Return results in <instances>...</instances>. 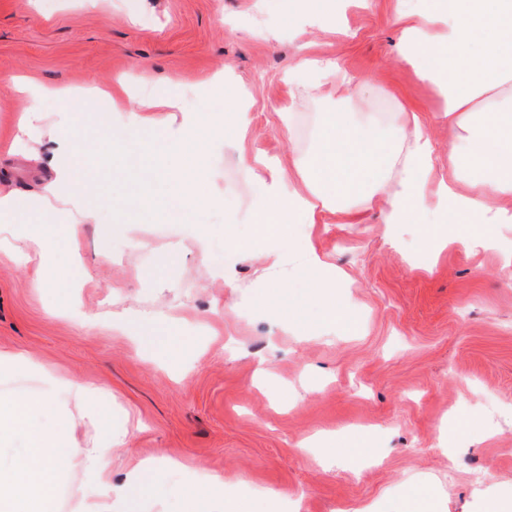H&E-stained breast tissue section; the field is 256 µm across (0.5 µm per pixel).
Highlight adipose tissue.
Here are the masks:
<instances>
[{
  "instance_id": "obj_1",
  "label": "adipose tissue",
  "mask_w": 512,
  "mask_h": 512,
  "mask_svg": "<svg viewBox=\"0 0 512 512\" xmlns=\"http://www.w3.org/2000/svg\"><path fill=\"white\" fill-rule=\"evenodd\" d=\"M387 20L401 32L403 61L418 67L445 106L438 114L408 108L396 128L325 113L321 146L298 169L300 186L257 180L251 211L255 242L277 244L276 262L293 250L289 225L298 217L322 224L332 213L337 223L358 224L377 205L384 224L394 226L421 223L430 210L446 211L455 223L473 225V233L461 240L467 248L487 243L482 225L512 223V0H453L420 12L394 0ZM352 81L306 44L286 78L290 89L322 92L338 101L349 100ZM181 109L175 97L142 96L130 113L134 138H151L154 113ZM439 116L455 133L444 173L430 135ZM58 152L56 176L38 194L39 222L12 229V248L39 256L32 269L38 288L60 276L46 244L62 207L75 203L87 215L107 203L85 193L78 146L64 140ZM0 369L19 377L14 388L0 390V440L18 444L14 454L0 456V512H138L144 496H166L161 479L149 485L143 480L144 472L159 469L151 459L140 461L122 483H113L112 454L127 438L112 433L108 385L54 373L17 353H0ZM76 410L99 428L90 442L68 436ZM71 467L79 468L85 489L63 508L51 488Z\"/></svg>"
}]
</instances>
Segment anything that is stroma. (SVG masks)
I'll list each match as a JSON object with an SVG mask.
<instances>
[{"mask_svg": "<svg viewBox=\"0 0 512 512\" xmlns=\"http://www.w3.org/2000/svg\"><path fill=\"white\" fill-rule=\"evenodd\" d=\"M335 3L0 0V192H36L64 137L83 147L90 192L137 197L133 214L108 206L58 228L52 257L71 277L54 286L34 287L31 263L0 248V352L111 387L112 419L130 438L113 480L143 458L178 461L163 474L164 501L143 498L140 512H180L187 500L226 512L260 496L272 512H388L426 482L442 512H482L484 497L512 494V224L494 225L491 244L452 243L436 259L421 225L385 228L377 208L361 224L294 225L295 243L313 241L340 277L336 324L314 298L320 266L233 250L252 239L262 170L240 154L295 173L331 108L320 95L288 96L283 74L301 45L361 78L356 111L382 104L396 124L402 108L441 105L401 59L391 0H350L330 31L303 24L304 5L329 14ZM145 69L183 109L164 113L165 135L143 156L160 179L139 183L124 165L126 113L105 99L77 112L58 92L122 83L141 95ZM15 76L42 89L19 142L26 96ZM243 95L242 137L224 114ZM170 136L221 207L192 220L169 207L180 186L168 176ZM200 223L211 229L204 242ZM146 320L157 330L148 354L128 332ZM326 436L343 444L332 467L322 448L302 446ZM203 471L223 489L200 490Z\"/></svg>", "mask_w": 512, "mask_h": 512, "instance_id": "obj_1", "label": "stroma"}]
</instances>
